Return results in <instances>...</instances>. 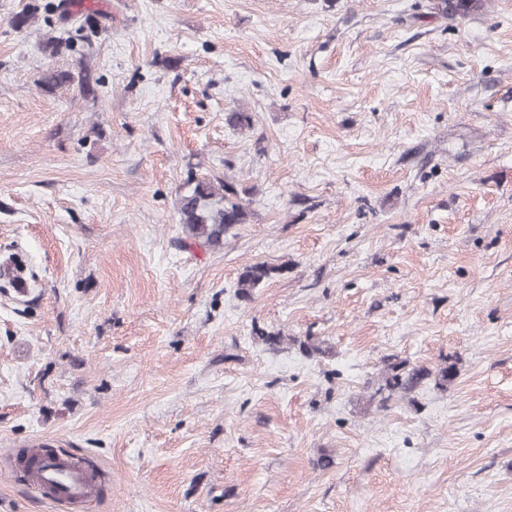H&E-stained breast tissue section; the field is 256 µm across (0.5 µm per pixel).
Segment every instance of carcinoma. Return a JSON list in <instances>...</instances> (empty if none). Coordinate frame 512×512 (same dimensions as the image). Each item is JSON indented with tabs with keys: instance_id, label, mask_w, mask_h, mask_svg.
I'll list each match as a JSON object with an SVG mask.
<instances>
[{
	"instance_id": "carcinoma-1",
	"label": "carcinoma",
	"mask_w": 512,
	"mask_h": 512,
	"mask_svg": "<svg viewBox=\"0 0 512 512\" xmlns=\"http://www.w3.org/2000/svg\"><path fill=\"white\" fill-rule=\"evenodd\" d=\"M479 0H440L437 4L445 16L465 17L470 10L477 6ZM73 7L72 0H58V3H48L44 10L57 16V21L63 25L70 20ZM92 15L84 18L83 24L76 29L77 37L68 39H47L46 48L50 55L56 56L61 50L67 51L74 47L75 42L84 39L81 35L86 29L94 30ZM45 89L54 91L60 88H72L81 93L93 91L89 71L80 70H49L41 78ZM179 223L182 224L185 240L183 245L206 246L220 249L224 246V234L237 224H245L249 217L248 203L241 196L234 183L229 181H212L188 175L184 191L178 198ZM278 268L265 263H255L242 269L238 276V288L242 297H251L254 288L269 279ZM430 375L424 367L406 368L403 362L387 365L386 388L390 391H410L421 380Z\"/></svg>"
}]
</instances>
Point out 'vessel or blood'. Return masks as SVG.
I'll list each match as a JSON object with an SVG mask.
<instances>
[{"label": "vessel or blood", "instance_id": "1", "mask_svg": "<svg viewBox=\"0 0 512 512\" xmlns=\"http://www.w3.org/2000/svg\"><path fill=\"white\" fill-rule=\"evenodd\" d=\"M29 477L48 499L65 506L90 502L98 493L90 469L63 455L39 457Z\"/></svg>", "mask_w": 512, "mask_h": 512}]
</instances>
